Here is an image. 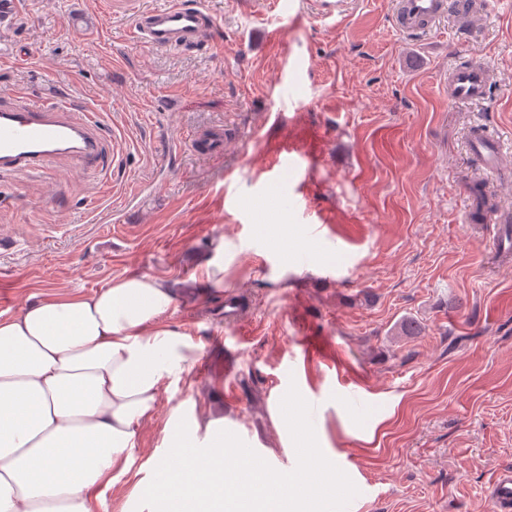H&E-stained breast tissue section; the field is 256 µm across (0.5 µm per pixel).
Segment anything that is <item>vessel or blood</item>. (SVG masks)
<instances>
[{
	"label": "vessel or blood",
	"instance_id": "obj_1",
	"mask_svg": "<svg viewBox=\"0 0 512 512\" xmlns=\"http://www.w3.org/2000/svg\"><path fill=\"white\" fill-rule=\"evenodd\" d=\"M450 12L469 28L483 21L480 0H397L395 24L404 32L430 29ZM215 27L213 16L200 0H169L163 7L137 14L133 39L147 48L203 52L211 46ZM443 82L449 100L481 103L488 98L492 76L485 63L474 58L451 67ZM81 109V104L69 97L38 105L0 104V172L29 171L62 158L90 169L108 168L101 128L92 118H78ZM191 143L217 154L224 149V133L198 131ZM323 145V133L312 129L301 143L279 145L272 162L284 176L297 171L301 163H314ZM469 149L489 175L501 170L508 152L498 136L479 126L469 134ZM490 498L498 512H512V470L494 473Z\"/></svg>",
	"mask_w": 512,
	"mask_h": 512
}]
</instances>
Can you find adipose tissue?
<instances>
[{
	"label": "adipose tissue",
	"mask_w": 512,
	"mask_h": 512,
	"mask_svg": "<svg viewBox=\"0 0 512 512\" xmlns=\"http://www.w3.org/2000/svg\"><path fill=\"white\" fill-rule=\"evenodd\" d=\"M173 304L142 276L0 316V512H98L195 356L161 321Z\"/></svg>",
	"instance_id": "1"
}]
</instances>
